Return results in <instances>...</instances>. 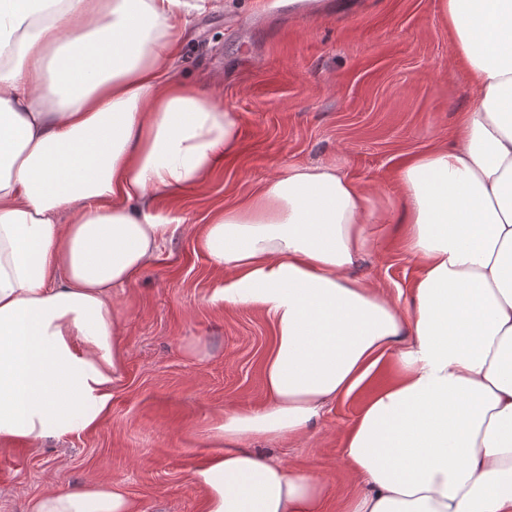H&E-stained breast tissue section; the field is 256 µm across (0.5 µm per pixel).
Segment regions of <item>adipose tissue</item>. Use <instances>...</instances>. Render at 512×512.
<instances>
[{"mask_svg":"<svg viewBox=\"0 0 512 512\" xmlns=\"http://www.w3.org/2000/svg\"><path fill=\"white\" fill-rule=\"evenodd\" d=\"M212 0H0V441L104 420L124 350L120 288L168 231L157 203L204 185L237 115L172 78ZM473 99L451 141L397 175L407 305L351 276L391 217L333 164L291 166L213 210L196 244L224 300L275 341L261 408L221 413L192 475L204 512H320L328 486L241 443L309 435L382 364L398 379L349 428L345 512H512V0H441ZM29 512H136L117 482Z\"/></svg>","mask_w":512,"mask_h":512,"instance_id":"ef3b65f1","label":"adipose tissue"}]
</instances>
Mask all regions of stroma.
Here are the masks:
<instances>
[{
	"label": "stroma",
	"mask_w": 512,
	"mask_h": 512,
	"mask_svg": "<svg viewBox=\"0 0 512 512\" xmlns=\"http://www.w3.org/2000/svg\"><path fill=\"white\" fill-rule=\"evenodd\" d=\"M314 2L213 0L193 18L174 76L236 112L238 144L203 187L160 204L169 224L161 251L115 294L125 356L104 421L35 446L0 443V512H27L45 489L95 481L122 484L136 512H204L191 476L216 453L214 417L228 405L262 406V363L274 336L257 308L224 303V274L197 249L192 226L279 171L321 163L340 167L396 218L402 162L453 137L472 89L440 0ZM401 235V225H385L380 251L352 273L405 301L419 263ZM395 377L384 365L331 402L311 435L246 447L317 474L329 486L321 512H343V493L357 485L344 436L374 390Z\"/></svg>",
	"instance_id": "obj_1"
}]
</instances>
